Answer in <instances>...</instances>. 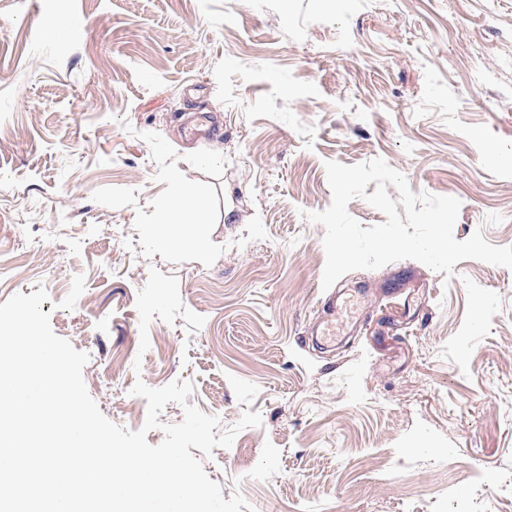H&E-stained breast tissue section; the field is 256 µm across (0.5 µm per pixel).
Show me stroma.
<instances>
[{
	"label": "stroma",
	"mask_w": 512,
	"mask_h": 512,
	"mask_svg": "<svg viewBox=\"0 0 512 512\" xmlns=\"http://www.w3.org/2000/svg\"><path fill=\"white\" fill-rule=\"evenodd\" d=\"M186 112L214 132L185 137ZM375 158L459 199L456 240L512 246V0H0V303L46 288L101 412L138 430L136 380L181 378L222 427L261 413L203 462L254 512H512V269L349 272L371 334L304 341L324 164ZM179 189L207 202L186 245L157 235ZM153 266L205 323L153 321L143 353ZM419 288L383 335L388 290Z\"/></svg>",
	"instance_id": "stroma-1"
}]
</instances>
